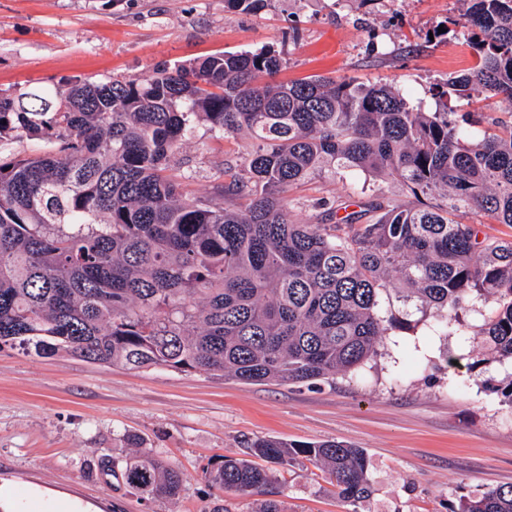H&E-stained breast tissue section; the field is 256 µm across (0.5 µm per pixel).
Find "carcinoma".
Returning <instances> with one entry per match:
<instances>
[{"label": "carcinoma", "instance_id": "obj_1", "mask_svg": "<svg viewBox=\"0 0 512 512\" xmlns=\"http://www.w3.org/2000/svg\"><path fill=\"white\" fill-rule=\"evenodd\" d=\"M447 34L476 55L448 79L439 109L400 89L315 76L279 82L271 46L160 64L146 77L0 92V350L59 352L130 369L165 366L244 383L333 380L377 357L381 337L421 314L441 336L512 364V239L457 220L463 209L512 226V123L448 111L476 90L512 103V0H463ZM253 140L210 195L188 197L169 174L200 125ZM394 178L402 195L349 186L332 224L288 218L286 193L314 174ZM353 206L355 210L348 211ZM347 210L344 216L338 211ZM397 284L401 309L383 308ZM492 301L491 316L479 303ZM277 466L324 467L336 495L372 493L359 448L258 439ZM226 492L264 494L281 512L273 469L226 457L206 468ZM126 484L174 498L182 475L149 457ZM459 512H512V484L461 501Z\"/></svg>", "mask_w": 512, "mask_h": 512}]
</instances>
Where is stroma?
<instances>
[{
    "label": "stroma",
    "mask_w": 512,
    "mask_h": 512,
    "mask_svg": "<svg viewBox=\"0 0 512 512\" xmlns=\"http://www.w3.org/2000/svg\"><path fill=\"white\" fill-rule=\"evenodd\" d=\"M459 10L458 0H266L255 13L224 0H0V90L145 76L160 63L270 45L286 60L281 81L386 83L432 112L439 88L475 61L463 38L425 37ZM250 149L246 133L218 140L201 127L173 172L187 194H207ZM348 185L322 175L294 187L291 218L319 222V202L345 200ZM461 352L456 332L436 336L413 322L389 330L376 358L334 382L280 385L6 349L0 477L99 512H212L218 499L227 512H258L262 495L211 487L203 467L247 457L257 439L329 440L364 451L371 496L347 505L323 468L298 462L274 470L282 512H455L461 496L512 484V408L487 384L507 369H449ZM133 433L140 448L126 441ZM140 453L180 470L177 497H146L99 470L102 459L121 464Z\"/></svg>",
    "instance_id": "35a3bbf8"
}]
</instances>
